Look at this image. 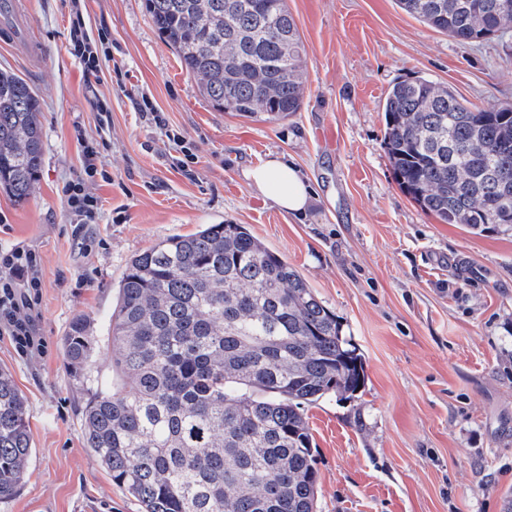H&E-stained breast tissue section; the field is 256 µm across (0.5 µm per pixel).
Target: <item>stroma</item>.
Returning <instances> with one entry per match:
<instances>
[{
    "label": "stroma",
    "mask_w": 512,
    "mask_h": 512,
    "mask_svg": "<svg viewBox=\"0 0 512 512\" xmlns=\"http://www.w3.org/2000/svg\"><path fill=\"white\" fill-rule=\"evenodd\" d=\"M305 46L300 112L259 122L215 109L180 67L143 0H84L89 30L107 28L125 88L100 128L82 66L69 52L72 0H22L26 41L0 46V68L39 94L44 156L37 189L0 190V250L21 244L41 263V354L0 335V366L25 398L27 476L0 512H141L84 448L87 392L68 377L60 339L76 316L100 341L128 260L202 224H243L284 256L339 316L365 385L306 410L319 473V512H504L512 493V236L474 234L426 214L394 180L383 105L400 81L448 86L478 107L512 105V33L461 42L396 0H287ZM148 94L168 128L192 143L194 178L131 97ZM99 141L110 182L96 186L97 223L78 224L59 195L81 165L77 133ZM313 192L283 212L245 177L271 155Z\"/></svg>",
    "instance_id": "35a3bbf8"
}]
</instances>
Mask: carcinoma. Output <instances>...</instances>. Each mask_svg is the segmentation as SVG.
Listing matches in <instances>:
<instances>
[{
  "label": "carcinoma",
  "instance_id": "obj_1",
  "mask_svg": "<svg viewBox=\"0 0 512 512\" xmlns=\"http://www.w3.org/2000/svg\"><path fill=\"white\" fill-rule=\"evenodd\" d=\"M144 0L181 68L219 110L286 119L305 94V49L287 0ZM464 42L512 29L501 0H398ZM385 145L400 189L443 224L512 234V105L479 108L426 79L394 84ZM41 104L0 69V188L34 194ZM112 374L93 371L79 315L61 339L89 386L82 439L141 512H316L308 406L364 385L342 323L300 272L243 224H206L134 256L109 316ZM24 398L0 368V499L31 458Z\"/></svg>",
  "mask_w": 512,
  "mask_h": 512
}]
</instances>
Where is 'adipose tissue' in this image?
I'll use <instances>...</instances> for the list:
<instances>
[{
    "mask_svg": "<svg viewBox=\"0 0 512 512\" xmlns=\"http://www.w3.org/2000/svg\"><path fill=\"white\" fill-rule=\"evenodd\" d=\"M247 178L261 195L287 213H304L311 202V190L303 175L283 157L271 156L249 170Z\"/></svg>",
    "mask_w": 512,
    "mask_h": 512,
    "instance_id": "1",
    "label": "adipose tissue"
}]
</instances>
